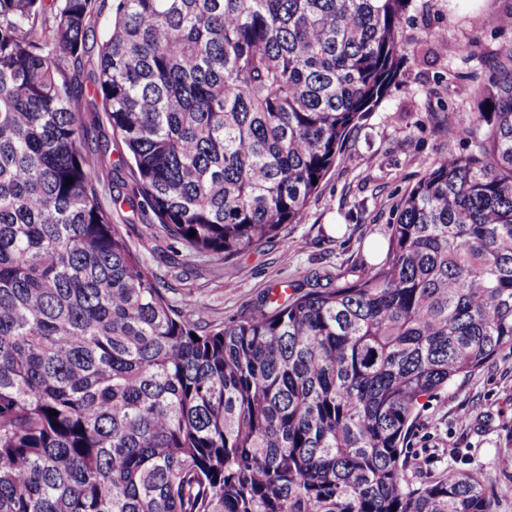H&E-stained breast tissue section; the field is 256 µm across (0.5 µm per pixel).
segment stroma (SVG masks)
I'll return each instance as SVG.
<instances>
[{
  "label": "stroma",
  "instance_id": "stroma-1",
  "mask_svg": "<svg viewBox=\"0 0 512 512\" xmlns=\"http://www.w3.org/2000/svg\"><path fill=\"white\" fill-rule=\"evenodd\" d=\"M512 0H413L403 22V67L379 106L347 138L301 219L237 257H192L149 238L130 208L115 213L169 297L202 326L247 315L275 287L333 288L370 266L366 247L387 244L403 199L434 164L471 143L448 133L449 113L479 111L498 72L512 62ZM512 347L470 378L427 399L406 450L413 481L480 474L494 512H512Z\"/></svg>",
  "mask_w": 512,
  "mask_h": 512
}]
</instances>
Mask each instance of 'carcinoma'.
Segmentation results:
<instances>
[{"instance_id": "cac0c4a2", "label": "carcinoma", "mask_w": 512, "mask_h": 512, "mask_svg": "<svg viewBox=\"0 0 512 512\" xmlns=\"http://www.w3.org/2000/svg\"><path fill=\"white\" fill-rule=\"evenodd\" d=\"M411 2L0 0V512H493L405 453L421 398L512 346V69L382 264L210 331L101 203L71 74L108 11L96 92L146 234L223 261L300 219Z\"/></svg>"}]
</instances>
